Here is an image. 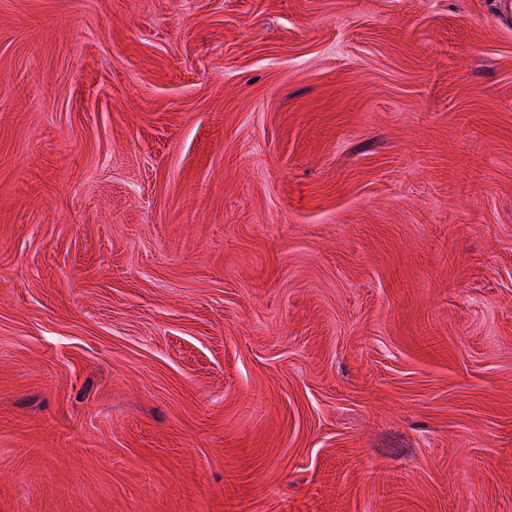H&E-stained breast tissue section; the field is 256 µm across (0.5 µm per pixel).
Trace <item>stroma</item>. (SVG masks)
I'll use <instances>...</instances> for the list:
<instances>
[{"instance_id":"stroma-1","label":"stroma","mask_w":512,"mask_h":512,"mask_svg":"<svg viewBox=\"0 0 512 512\" xmlns=\"http://www.w3.org/2000/svg\"><path fill=\"white\" fill-rule=\"evenodd\" d=\"M0 512H512V0H0Z\"/></svg>"}]
</instances>
